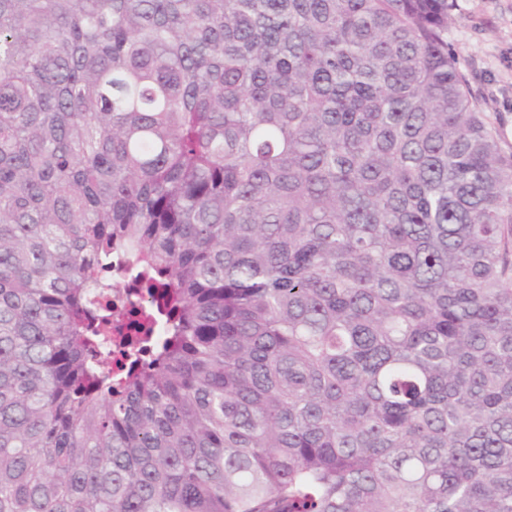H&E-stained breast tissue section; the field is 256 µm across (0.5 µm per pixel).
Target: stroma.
Listing matches in <instances>:
<instances>
[{
  "label": "stroma",
  "instance_id": "1",
  "mask_svg": "<svg viewBox=\"0 0 512 512\" xmlns=\"http://www.w3.org/2000/svg\"><path fill=\"white\" fill-rule=\"evenodd\" d=\"M448 45L501 148L512 153V0H456Z\"/></svg>",
  "mask_w": 512,
  "mask_h": 512
}]
</instances>
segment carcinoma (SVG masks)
I'll return each mask as SVG.
<instances>
[{
    "label": "carcinoma",
    "mask_w": 512,
    "mask_h": 512,
    "mask_svg": "<svg viewBox=\"0 0 512 512\" xmlns=\"http://www.w3.org/2000/svg\"><path fill=\"white\" fill-rule=\"evenodd\" d=\"M453 9L0 0V512H512ZM114 262L148 325L90 308Z\"/></svg>",
    "instance_id": "1"
}]
</instances>
